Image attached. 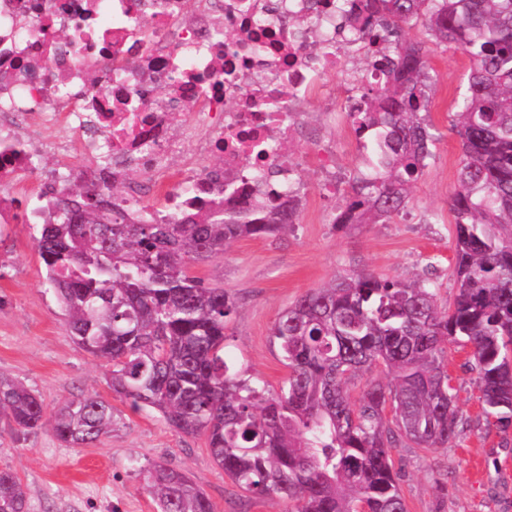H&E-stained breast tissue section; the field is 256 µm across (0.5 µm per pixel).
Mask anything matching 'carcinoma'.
<instances>
[{"label": "carcinoma", "mask_w": 512, "mask_h": 512, "mask_svg": "<svg viewBox=\"0 0 512 512\" xmlns=\"http://www.w3.org/2000/svg\"><path fill=\"white\" fill-rule=\"evenodd\" d=\"M345 40L365 30L367 65L382 74L363 94L360 128L374 133L376 176L360 178L336 224L386 221L409 199L436 138L427 111V44L469 59L452 122L462 144L450 203L455 224L453 302L414 276H342L299 297L272 328L289 375L272 395L224 357L235 310L231 292L192 272L237 239L272 237L297 223L286 202L224 203L169 222L129 224L93 189H63L35 238L75 343L111 365L112 391L135 409L158 411L168 427L203 435L213 460L240 488L294 504V512H407L393 453L446 448L462 426L448 374V344L469 346L481 415L512 426V0H354L342 6ZM421 23L406 43L401 26ZM387 371L354 404L357 373ZM34 430L46 419L40 396L0 376V419ZM66 447L112 431V405L96 396L51 415ZM147 486L160 512H214L179 470L155 464ZM0 512H29L21 479L0 470Z\"/></svg>", "instance_id": "cac0c4a2"}]
</instances>
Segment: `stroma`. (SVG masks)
<instances>
[{
	"label": "stroma",
	"mask_w": 512,
	"mask_h": 512,
	"mask_svg": "<svg viewBox=\"0 0 512 512\" xmlns=\"http://www.w3.org/2000/svg\"><path fill=\"white\" fill-rule=\"evenodd\" d=\"M426 118L437 136L433 154L406 207L390 221L337 224L333 217L358 177L372 171L373 145L329 127L320 101L299 114L312 127L341 139L336 167L308 164L297 187L299 219L277 237L240 239L196 267L212 285L233 292L236 308L226 329L225 355L235 367L279 391L288 376L273 343L281 312L310 289L351 271L384 277L408 274L439 290L451 303L456 288L449 202L457 185L460 143L448 122L453 99L465 91L467 57L430 45ZM335 181L333 196L320 185ZM32 199L17 195L16 221L0 227V375L41 396L47 409L77 396H97L112 406L111 433L90 447L61 445L50 426L20 431L0 420V469L22 480L29 512H159L146 485L149 467L164 464L185 472L209 497L214 512H292V503L257 498L239 488L215 463L202 436L173 432L152 409L136 410L112 392L108 369L68 335L61 306L46 282L34 225L26 216ZM469 349L449 346L448 370L464 431L445 448H398L400 486L407 512H512V429L481 416Z\"/></svg>",
	"instance_id": "1"
}]
</instances>
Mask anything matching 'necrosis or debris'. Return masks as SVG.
<instances>
[{"label": "necrosis or debris", "mask_w": 512, "mask_h": 512, "mask_svg": "<svg viewBox=\"0 0 512 512\" xmlns=\"http://www.w3.org/2000/svg\"><path fill=\"white\" fill-rule=\"evenodd\" d=\"M339 0H0V224L16 220L11 200L39 197L27 177L45 153L59 155L52 179L107 154L115 172L136 171L128 218L162 220L206 208L207 158L244 200L287 194L303 162L322 169L334 147L301 137L294 117L311 100L343 113L349 129L363 89L381 80L366 69L337 95L346 74ZM74 31L70 41L54 34ZM162 96H155L156 86ZM29 139L17 135L30 117ZM198 160L176 186L164 176L185 146ZM157 193L164 204L147 208Z\"/></svg>", "instance_id": "obj_1"}]
</instances>
